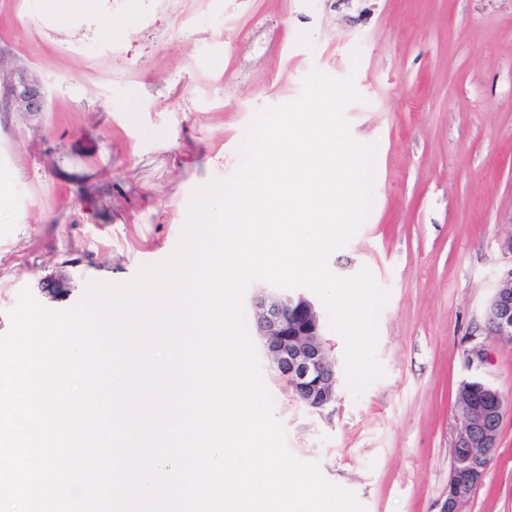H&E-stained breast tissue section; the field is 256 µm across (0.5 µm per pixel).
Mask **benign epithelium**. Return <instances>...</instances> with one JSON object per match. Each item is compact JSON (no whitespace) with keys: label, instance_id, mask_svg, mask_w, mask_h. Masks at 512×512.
I'll return each mask as SVG.
<instances>
[{"label":"benign epithelium","instance_id":"obj_1","mask_svg":"<svg viewBox=\"0 0 512 512\" xmlns=\"http://www.w3.org/2000/svg\"><path fill=\"white\" fill-rule=\"evenodd\" d=\"M0 103L9 111L33 115L46 111L47 89L28 67L0 56ZM45 293L65 297L70 284L62 277L43 282ZM258 335L281 379L296 398L316 412L324 411L336 397L338 377L323 337L321 317L308 296L293 290H261L253 299ZM490 336L512 338V269L499 280L487 307ZM464 363L470 378L460 390L477 389L483 402L470 406L462 417L455 447L469 452L454 455L448 480V502L442 512H461V507L481 485L496 447L504 416V400L484 377L491 353L483 343L464 350Z\"/></svg>","mask_w":512,"mask_h":512}]
</instances>
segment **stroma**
Wrapping results in <instances>:
<instances>
[{"label": "stroma", "instance_id": "stroma-1", "mask_svg": "<svg viewBox=\"0 0 512 512\" xmlns=\"http://www.w3.org/2000/svg\"><path fill=\"white\" fill-rule=\"evenodd\" d=\"M224 21L175 43L141 0L60 24L69 0H0V53L49 91L47 112L0 110V336L21 291L60 310L92 280L123 282L167 258L192 191L229 178L268 108L317 68L354 75L345 116L376 144L373 204L328 262L369 268L389 294L360 395L338 383L317 413L259 366L289 451L352 491L366 512H441L461 425L471 340L493 353L506 413L482 484L461 512H512V340L485 311L512 269V0H222ZM84 42L81 50L72 41ZM61 276L69 296L39 284Z\"/></svg>", "mask_w": 512, "mask_h": 512}]
</instances>
